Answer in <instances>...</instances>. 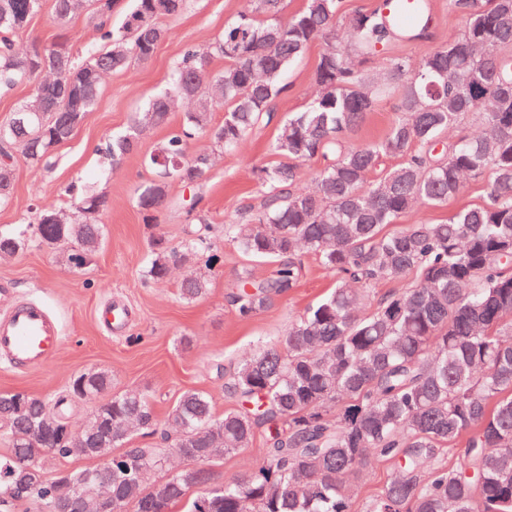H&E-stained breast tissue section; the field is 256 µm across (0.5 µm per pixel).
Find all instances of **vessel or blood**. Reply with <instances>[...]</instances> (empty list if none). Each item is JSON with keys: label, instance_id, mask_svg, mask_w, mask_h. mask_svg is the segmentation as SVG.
Segmentation results:
<instances>
[{"label": "vessel or blood", "instance_id": "vessel-or-blood-1", "mask_svg": "<svg viewBox=\"0 0 512 512\" xmlns=\"http://www.w3.org/2000/svg\"><path fill=\"white\" fill-rule=\"evenodd\" d=\"M62 343L57 326L40 305L15 306L0 319V357L14 368L34 369L48 363Z\"/></svg>", "mask_w": 512, "mask_h": 512}]
</instances>
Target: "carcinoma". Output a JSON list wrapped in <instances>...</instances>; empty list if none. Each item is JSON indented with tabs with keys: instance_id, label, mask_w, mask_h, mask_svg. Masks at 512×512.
I'll list each match as a JSON object with an SVG mask.
<instances>
[{
	"instance_id": "1",
	"label": "carcinoma",
	"mask_w": 512,
	"mask_h": 512,
	"mask_svg": "<svg viewBox=\"0 0 512 512\" xmlns=\"http://www.w3.org/2000/svg\"><path fill=\"white\" fill-rule=\"evenodd\" d=\"M155 0H131L120 26L100 0H51L59 38L70 19L93 15L100 46L80 62L62 45H21L17 32L45 0H0V90L36 80L42 106L16 107L0 121V206L11 201L13 164L21 154L47 168L56 146L67 141L95 105L106 74L133 60L147 61L166 31V12ZM338 0H305L280 20L281 0H250L247 10L208 47L187 45L169 89L136 113L129 129L106 146L115 165L149 128L180 123L150 158L158 180L137 188L147 212L158 210L166 180L198 184L211 154L188 156L206 136L226 150L237 148L253 127L273 119L274 102L286 90L288 67L319 36L336 29ZM465 17L463 30L424 54L419 65L393 62L387 81L397 96V117L386 135L355 145L352 135L374 110L379 90L358 74L387 43L427 29L397 24L381 8L340 22L336 43L320 56L316 90L308 106L280 127L271 150L291 163L256 170L261 202L224 225V239L252 257L277 263L272 278H239L233 303L248 317L274 295L293 289L302 273L300 253L339 275L336 287L307 308L285 336L244 360L224 388L245 406L214 413L202 390L182 393L159 427L149 396L139 390L112 395L79 431L53 418L58 406L35 396L0 393V422L7 452L0 454V512L37 504L50 512L71 488L56 481L44 463L86 449H123L110 470H97L92 486L112 492L114 512H355L351 482L357 467L375 454L391 461L396 475L366 512H512V0H448ZM70 58L60 81L45 83L41 53ZM225 60L213 70L214 58ZM224 111V122L211 115ZM480 126L455 142L448 129L467 116ZM384 158L400 163L380 174ZM320 159L311 182L297 163ZM490 172L488 202L463 208L441 224L384 229L420 204L439 206L457 196L463 178ZM71 210L35 212L39 241L54 248L73 243L69 257L87 265L102 240L101 196L66 188ZM183 247L153 239L146 277L168 279L188 253L210 249L213 227ZM22 246L0 232V257ZM415 271L418 282L363 311L352 281L400 280ZM200 277L180 284L185 299L203 293ZM112 388L106 370L84 373L72 385L78 397ZM139 432L160 444L124 448ZM262 433L266 460L250 475L220 482L205 492L198 467L217 456L248 448ZM468 436L452 467L425 468L424 461ZM166 448L181 449L187 467L168 468Z\"/></svg>"
}]
</instances>
